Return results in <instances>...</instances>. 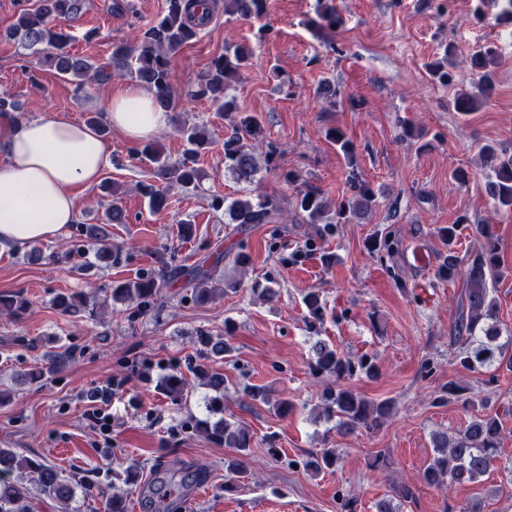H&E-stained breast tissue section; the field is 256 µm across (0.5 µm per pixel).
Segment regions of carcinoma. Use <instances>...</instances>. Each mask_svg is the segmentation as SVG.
<instances>
[{
    "label": "carcinoma",
    "mask_w": 512,
    "mask_h": 512,
    "mask_svg": "<svg viewBox=\"0 0 512 512\" xmlns=\"http://www.w3.org/2000/svg\"><path fill=\"white\" fill-rule=\"evenodd\" d=\"M88 0H36L33 7L23 8L5 28L4 35L18 42L23 50L46 59L58 74L74 80L82 86L87 82H98L112 78L133 77L152 92L156 105L170 112L176 108V94L170 81L172 58L188 43L197 39L211 21L214 8L202 17H197L194 0H167V10L158 20L146 27L131 23L128 39L112 44V52L104 62L70 53L68 45L71 34L59 26L62 19H75L83 13ZM267 9V0H224V14L241 17H261ZM318 16L325 27L336 26L337 15L334 0H318ZM254 54L249 44H239L225 49L214 57L199 86L197 95L207 98L216 111L225 115L239 111L236 98L229 90L241 77ZM497 64L496 51L481 47L470 54L472 71L479 75L476 88L481 96H488L492 89V68ZM455 111L473 112L480 106V96L455 94L448 101ZM260 125L251 115H240L234 120L232 132L224 137V164L232 169L239 179L251 183L259 167L248 139L259 135ZM188 147L182 158L172 161L164 151L149 143L141 149L136 159L152 165L153 182L142 186V193L154 211L163 209L167 202L169 188L177 184L188 190L199 187L201 171L197 158L211 137L206 125H193L181 129ZM481 155L489 164L491 174L487 177L485 191L495 209L512 213V153L494 145L482 147ZM348 196L340 202H332L317 188H310L299 198L297 205L308 224H339L352 218H359L372 211L376 198L372 189L360 181L356 174L348 178ZM212 206L224 208L234 224H272L280 216L279 205L262 197L244 196L231 202L216 198ZM126 212L113 203L105 208L102 221L87 227V237L102 258L118 257L108 241L106 226L124 224ZM459 225H440L435 229L439 238L448 247L441 257L434 277L440 282L461 277L465 283L466 308L459 309L454 324L453 339L459 343L457 360L471 371H491L502 366L512 371V336L500 341L501 334L497 321V304L488 284L502 275L497 245L491 225H475L476 233L483 237L486 245L482 252L468 259L461 258L454 249ZM371 253L386 251L391 258L400 253L399 243L388 238H373L367 243ZM224 262V254L208 255L201 263L185 268L162 263V270L156 275L139 276L112 286L109 297L115 303L135 302L145 308L154 304L162 289L171 281L184 280L186 287L199 302H207L224 290L237 288L236 283L218 275ZM306 309L305 321L310 331L316 332L324 322L325 311L319 294L310 290L303 296ZM56 308L64 315L81 317L93 314V308L79 294H61L55 300ZM26 309V300L19 295H0V312L15 315ZM311 373L316 378H330L336 388H329L322 394L323 413L336 418V431L350 432L357 429L370 430L390 418L393 410L391 401H369L356 393L344 382L356 373L368 377L377 375L379 368L374 358L363 355L353 359L339 352L324 340L312 345ZM206 385L216 393L209 406L217 408L224 401V376L220 373H202ZM187 386L185 378L172 373L164 377L161 389L176 400L183 395ZM467 388L454 382L441 389L437 402L443 403L451 397L460 399L466 405H475L466 396ZM482 412L472 418L465 429L455 435L444 432L434 436L435 453L423 469L419 483L428 487L443 489L449 484L477 482L497 458L502 436V424L496 409L488 401H480ZM210 438L234 448L239 457L224 462L225 469L239 478L248 477L241 456L252 447L249 429L227 419H220L212 425H205ZM340 463V456L334 448H324L309 457L305 466L315 472L333 471ZM204 473L201 465L182 469L180 486L189 487L200 482ZM417 483V484H419ZM417 484L394 482L389 493L374 503L375 512H400V509L416 501ZM77 484L62 474L58 468L41 459L28 457L14 448H0V512H30L33 491L37 490L69 509L75 498Z\"/></svg>",
    "instance_id": "1"
}]
</instances>
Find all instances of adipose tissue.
<instances>
[{"mask_svg": "<svg viewBox=\"0 0 512 512\" xmlns=\"http://www.w3.org/2000/svg\"><path fill=\"white\" fill-rule=\"evenodd\" d=\"M105 119L133 141L169 123L152 93L136 83L115 91ZM110 143L92 126L62 118L0 115V243L24 247L62 237L75 223L81 194L110 166Z\"/></svg>", "mask_w": 512, "mask_h": 512, "instance_id": "ef3b65f1", "label": "adipose tissue"}]
</instances>
